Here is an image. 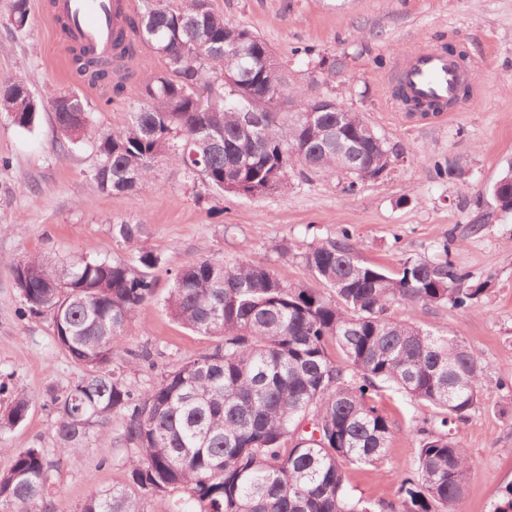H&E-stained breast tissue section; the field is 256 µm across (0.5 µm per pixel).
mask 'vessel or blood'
<instances>
[{
    "mask_svg": "<svg viewBox=\"0 0 512 512\" xmlns=\"http://www.w3.org/2000/svg\"><path fill=\"white\" fill-rule=\"evenodd\" d=\"M133 8L132 0H53L55 15L69 21L75 39L99 54H109L113 39ZM397 81L408 97L446 104L460 92L462 74L455 58L424 48L405 57Z\"/></svg>",
    "mask_w": 512,
    "mask_h": 512,
    "instance_id": "b4317fda",
    "label": "vessel or blood"
}]
</instances>
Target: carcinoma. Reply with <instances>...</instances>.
Wrapping results in <instances>:
<instances>
[{"label": "carcinoma", "instance_id": "1", "mask_svg": "<svg viewBox=\"0 0 512 512\" xmlns=\"http://www.w3.org/2000/svg\"><path fill=\"white\" fill-rule=\"evenodd\" d=\"M28 19V0H13L12 25L21 30ZM128 27L115 56L72 57L82 81L115 96L133 75L139 45L163 61L119 130H98L76 91L36 95L20 78L0 84V112L14 125L31 130L49 110L63 145L91 146V179L101 192L133 198L167 160L209 190L252 197L287 193L296 168L338 177L346 165L344 190L353 193L400 158L342 103L338 112L305 117L314 91L288 87L284 68L266 62L265 40L224 19L210 0H142ZM276 95L298 111H273ZM498 182L495 208L511 214L512 160ZM145 234L144 224H112L113 240L136 247L128 259L81 255L56 269L34 256L14 270L24 313L49 316L55 343L84 371L49 401L57 452L77 454L113 414L124 415L129 480L91 495L79 512H144L148 498L159 499V512H376L348 493L346 468L386 456L393 432L376 405L386 388L432 410L414 420V478H401L402 501L386 510L459 512L470 458L448 426L479 403L484 367L461 338L390 314L395 305L466 311L483 295L484 285H465L448 244L433 260L407 257L389 271L359 259L347 230L312 241L302 259L326 294L247 257H200L175 273L163 307L219 342L136 396L108 366L155 297L152 269L161 257L137 247ZM30 406L15 392L0 435L24 422ZM49 471L43 449L14 451L0 471V512H47ZM175 488L187 497L165 498Z\"/></svg>", "mask_w": 512, "mask_h": 512}]
</instances>
